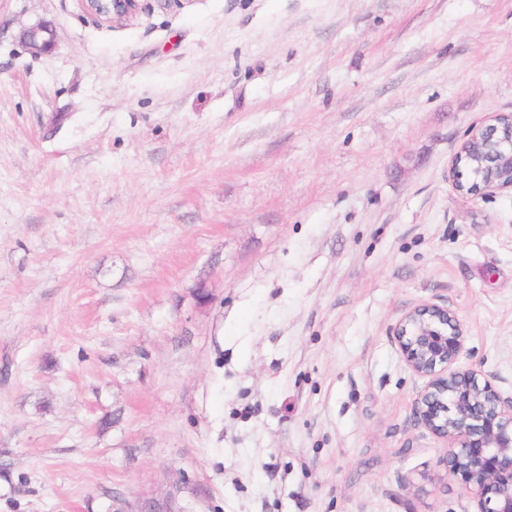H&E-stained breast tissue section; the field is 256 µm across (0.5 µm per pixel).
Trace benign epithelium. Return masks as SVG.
Returning <instances> with one entry per match:
<instances>
[{"label": "benign epithelium", "mask_w": 512, "mask_h": 512, "mask_svg": "<svg viewBox=\"0 0 512 512\" xmlns=\"http://www.w3.org/2000/svg\"><path fill=\"white\" fill-rule=\"evenodd\" d=\"M90 16L112 23L133 18L141 0H81ZM34 54L54 45L45 24L24 33ZM461 197L512 191V113L469 129L450 169ZM393 336L406 365L425 380L416 402L418 422L446 442L448 474L461 479L475 512H512V397H503L474 369L457 370L463 328L444 305L424 301L396 323Z\"/></svg>", "instance_id": "7a95c632"}]
</instances>
